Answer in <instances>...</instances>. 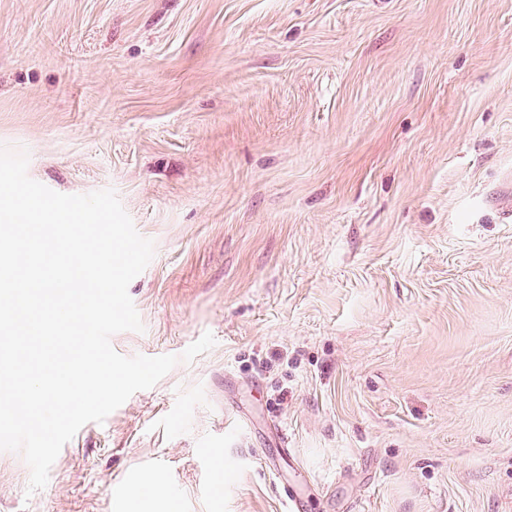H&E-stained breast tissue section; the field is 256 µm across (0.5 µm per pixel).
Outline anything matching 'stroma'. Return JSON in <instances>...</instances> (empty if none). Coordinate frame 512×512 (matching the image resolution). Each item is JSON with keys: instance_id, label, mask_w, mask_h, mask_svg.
<instances>
[{"instance_id": "obj_1", "label": "stroma", "mask_w": 512, "mask_h": 512, "mask_svg": "<svg viewBox=\"0 0 512 512\" xmlns=\"http://www.w3.org/2000/svg\"><path fill=\"white\" fill-rule=\"evenodd\" d=\"M0 145L216 339L0 512H512V0H0Z\"/></svg>"}]
</instances>
